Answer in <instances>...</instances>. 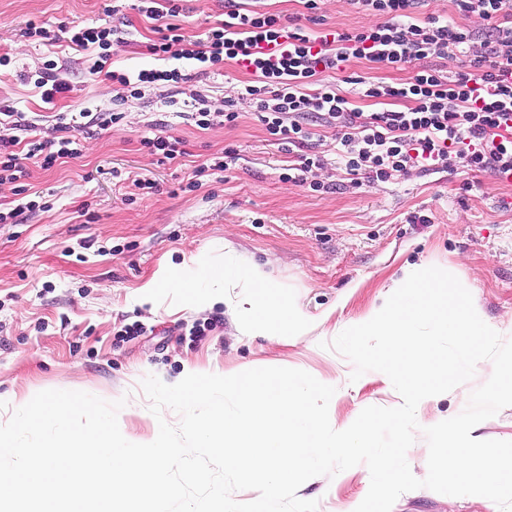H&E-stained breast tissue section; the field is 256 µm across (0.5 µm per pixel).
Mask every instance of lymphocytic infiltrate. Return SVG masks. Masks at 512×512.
Returning <instances> with one entry per match:
<instances>
[{"mask_svg":"<svg viewBox=\"0 0 512 512\" xmlns=\"http://www.w3.org/2000/svg\"><path fill=\"white\" fill-rule=\"evenodd\" d=\"M164 7L147 6L146 14L165 20V32L151 44L153 54L193 61L197 76L207 75L224 60H249L256 84L245 86L270 135L298 147L311 138L300 118L320 112L336 124L337 141L348 174L363 172L388 180L410 168L444 169L456 157L470 171L512 173V0H454L458 13L477 17L473 29L453 20L428 17L416 21L413 12L423 0H354L376 19L375 24L351 31L321 35L297 27L288 31L273 15L230 10L226 20L209 29L205 38L187 39L178 24L180 0H164ZM72 44L98 51L94 72L130 94L162 83L188 81L183 69L104 71L111 48L125 44L124 30L102 20L94 26L74 27ZM474 52L470 71L447 73L437 62ZM355 59L395 69L414 65L405 83H365L362 94L375 100L401 99V109L364 114L335 86H314L322 71L345 70ZM120 119L116 113H58L53 139L30 142L25 156L47 170L63 158L77 155L73 131L92 125L107 128ZM24 113L0 110V182H16L28 175L13 148L20 132L29 130Z\"/></svg>","mask_w":512,"mask_h":512,"instance_id":"obj_1","label":"lymphocytic infiltrate"}]
</instances>
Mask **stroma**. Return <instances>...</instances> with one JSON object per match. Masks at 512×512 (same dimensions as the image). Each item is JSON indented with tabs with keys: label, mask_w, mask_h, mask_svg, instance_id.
Wrapping results in <instances>:
<instances>
[{
	"label": "stroma",
	"mask_w": 512,
	"mask_h": 512,
	"mask_svg": "<svg viewBox=\"0 0 512 512\" xmlns=\"http://www.w3.org/2000/svg\"><path fill=\"white\" fill-rule=\"evenodd\" d=\"M247 9L279 15L314 31H347L372 24L352 0H321L310 22L305 0H246ZM114 8L113 25L127 43L111 54L107 70L167 69L170 60L150 54L158 21L136 0H0V105L25 113L27 139L53 138V112H119L111 128L77 133L79 153L52 169L30 165L25 194L0 183V212L21 199L36 201L18 223H0V425L27 397L46 389L80 390L108 401L125 399L118 414L126 439L153 441L159 420L179 416L150 411L141 383L150 374L174 384L186 368L233 375L246 368L304 370L334 386L332 426L356 419L368 406L390 408L397 392L388 377L365 373L351 380L352 364L326 349L341 322L380 306L394 280L426 263L459 278L482 320L512 317V182L493 172L466 174L458 159L444 170L414 168L387 181L352 179L336 149L337 128L317 112L302 123L315 134L313 151L324 166L314 191L288 182L300 164L298 148L270 135L253 102L239 95L255 81L232 60L216 76L131 96L101 73L91 72L96 50L71 48L66 31L89 26ZM49 31L55 46L29 35ZM71 90L56 105L43 103L36 85L46 61ZM386 84L406 82L411 68L392 69L365 60L346 71L316 76L364 113L396 109L356 95L348 75ZM205 97L211 110L233 103L234 123L203 129L190 120V102ZM166 132L182 141L183 156L160 164L141 144ZM235 161L187 183L193 169ZM151 180L152 188L140 183ZM268 264V301L275 314L300 308L320 321L307 336L275 342L245 335L227 301L202 304L199 296L158 290L153 309L137 305L155 273L175 269L199 278L205 269ZM370 485L366 465L335 476H317L298 490L318 512H349ZM392 512H498L481 496L454 497L420 488L403 493Z\"/></svg>",
	"instance_id": "1"
}]
</instances>
